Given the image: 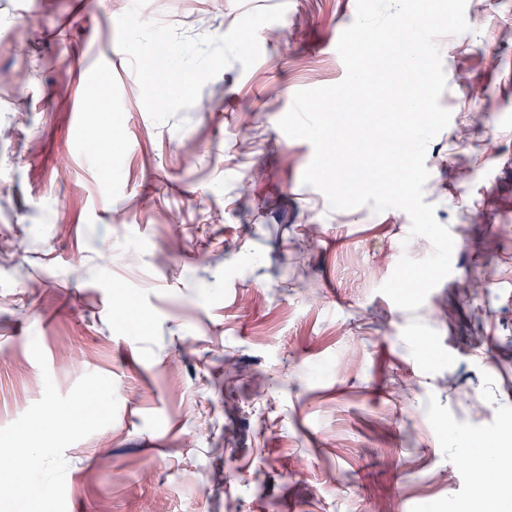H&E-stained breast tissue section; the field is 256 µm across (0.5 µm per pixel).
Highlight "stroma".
<instances>
[{"mask_svg":"<svg viewBox=\"0 0 512 512\" xmlns=\"http://www.w3.org/2000/svg\"><path fill=\"white\" fill-rule=\"evenodd\" d=\"M128 9L0 0V427L43 394L36 341L61 393L92 372L118 399L64 453L67 512H467L453 434L512 449V0L439 40L424 200L452 272L414 312L378 288L429 240L331 209L277 125L344 78L356 0H144L140 35Z\"/></svg>","mask_w":512,"mask_h":512,"instance_id":"stroma-1","label":"stroma"}]
</instances>
